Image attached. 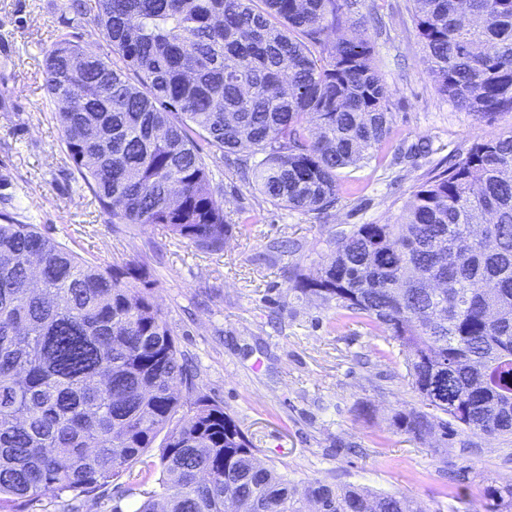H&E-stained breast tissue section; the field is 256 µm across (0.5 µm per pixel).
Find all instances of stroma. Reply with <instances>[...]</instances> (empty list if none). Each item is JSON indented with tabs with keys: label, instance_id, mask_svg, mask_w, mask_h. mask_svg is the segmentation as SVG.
Masks as SVG:
<instances>
[{
	"label": "stroma",
	"instance_id": "obj_1",
	"mask_svg": "<svg viewBox=\"0 0 512 512\" xmlns=\"http://www.w3.org/2000/svg\"><path fill=\"white\" fill-rule=\"evenodd\" d=\"M375 63L392 92L383 165L347 169L327 219L276 207L223 153L209 160L231 218L247 221L222 251L205 253L154 225L120 224L71 173L43 86L44 55L58 40L106 58L104 34L65 0H0V212L35 224L82 257L143 264L180 350L257 448L289 479H319L398 493L426 512H475L483 480L512 484V438L459 435L443 445L392 427L418 406L395 344L288 289L286 269L329 262V235L394 222L435 164L463 157L478 138L512 126L480 122L437 92L412 21L411 0H378ZM427 142L429 153L410 156Z\"/></svg>",
	"mask_w": 512,
	"mask_h": 512
}]
</instances>
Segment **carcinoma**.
<instances>
[{"instance_id": "1", "label": "carcinoma", "mask_w": 512, "mask_h": 512, "mask_svg": "<svg viewBox=\"0 0 512 512\" xmlns=\"http://www.w3.org/2000/svg\"><path fill=\"white\" fill-rule=\"evenodd\" d=\"M439 94L494 124L512 116V0H412ZM361 0H95L118 60L66 38L47 52L73 170L120 224L218 252L236 229L207 159H235L274 206L326 215L343 170L381 160L391 92ZM355 26L354 37L343 30ZM289 290L392 340L421 408L391 424L443 442L512 435V127L430 170L391 224L328 240ZM133 263L89 261L0 213V512L52 490L95 494L138 467L134 512H423L402 495L263 465L200 390ZM160 448L159 459L148 454ZM512 512V485L480 489Z\"/></svg>"}]
</instances>
